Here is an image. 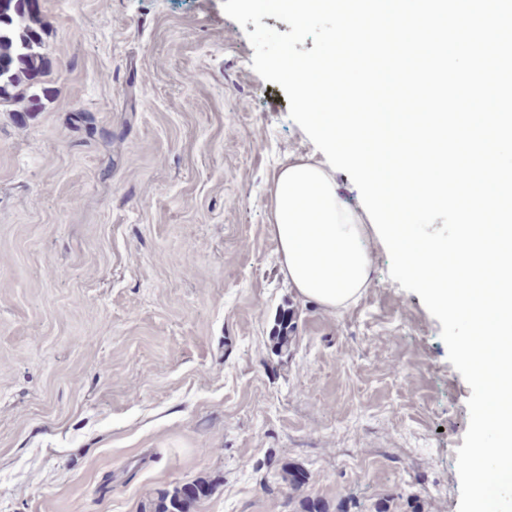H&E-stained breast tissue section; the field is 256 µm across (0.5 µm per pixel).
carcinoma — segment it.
<instances>
[{"label":"carcinoma","mask_w":512,"mask_h":512,"mask_svg":"<svg viewBox=\"0 0 512 512\" xmlns=\"http://www.w3.org/2000/svg\"><path fill=\"white\" fill-rule=\"evenodd\" d=\"M39 17L31 0H0V103L23 98L20 87H33L45 73ZM211 486L196 482L158 496L151 512H193Z\"/></svg>","instance_id":"carcinoma-1"}]
</instances>
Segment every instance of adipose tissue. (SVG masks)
<instances>
[{"instance_id":"ef3b65f1","label":"adipose tissue","mask_w":512,"mask_h":512,"mask_svg":"<svg viewBox=\"0 0 512 512\" xmlns=\"http://www.w3.org/2000/svg\"><path fill=\"white\" fill-rule=\"evenodd\" d=\"M273 234L289 284L333 310L356 301L370 281L366 231L318 164L288 162L276 180Z\"/></svg>"}]
</instances>
